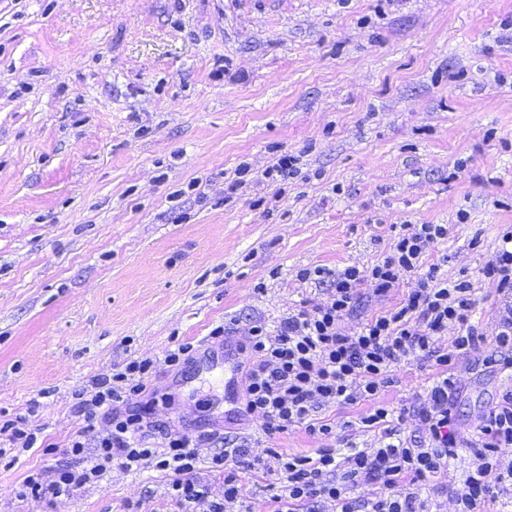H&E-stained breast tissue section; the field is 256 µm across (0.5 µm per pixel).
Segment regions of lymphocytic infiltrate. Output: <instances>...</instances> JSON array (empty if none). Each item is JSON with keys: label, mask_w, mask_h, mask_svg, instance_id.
<instances>
[{"label": "lymphocytic infiltrate", "mask_w": 512, "mask_h": 512, "mask_svg": "<svg viewBox=\"0 0 512 512\" xmlns=\"http://www.w3.org/2000/svg\"><path fill=\"white\" fill-rule=\"evenodd\" d=\"M447 235L443 224H404L373 266H348L338 272L321 266L300 269L301 280H331L328 298L312 308L288 312L275 331L254 323L240 344L241 351L253 357L244 375L241 412L262 416L268 438L295 426L316 439L331 437L338 424L323 418V410L357 405L361 411L356 422L361 431L374 433V447L363 448L350 440L342 448L286 455L243 442L204 460L199 450L208 438L202 434L170 431L161 445H151L145 439L150 410L141 397L143 380L154 363L134 360L111 379L96 382L95 394L80 402L86 431L94 430L98 418L109 419L107 432L97 437L94 448L79 439L70 443V454L88 457V466L60 470L50 483L41 473L27 474L22 496L45 499L77 491L115 463L128 471L152 466L168 473L180 512H197L204 503L208 512H225L245 491L241 466L261 470L273 458L282 474L271 497L274 512H315L318 503L329 504L333 512H434V502L421 491L447 474L458 456L453 413L462 392L455 372L458 362L486 341L491 350L483 366L512 371V226L480 269L482 277L496 282L505 300L488 330L470 321L476 302L471 282L448 280L439 265L422 263ZM413 275L418 286L398 306L367 319L359 331L342 328V320L356 311L363 292L388 296L400 279ZM452 324L459 326L460 335L450 347H439V336ZM421 357L433 360L439 369L426 398L411 407L384 403L381 393L390 384L392 369ZM409 416L420 423L423 439L402 437L399 427ZM469 446L475 461L452 488L459 512H481L486 502L512 500V387L478 418ZM202 460L210 471L223 475V501L210 500L208 486L196 478ZM362 483L379 486V495L354 497V488Z\"/></svg>", "instance_id": "obj_1"}]
</instances>
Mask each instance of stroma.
I'll use <instances>...</instances> for the list:
<instances>
[{
	"label": "stroma",
	"mask_w": 512,
	"mask_h": 512,
	"mask_svg": "<svg viewBox=\"0 0 512 512\" xmlns=\"http://www.w3.org/2000/svg\"><path fill=\"white\" fill-rule=\"evenodd\" d=\"M285 155L295 175L268 177ZM399 224L447 225L423 263L469 276L492 325L504 301L479 269L512 225V0H0V412L53 448L0 469V512H177L153 467L49 502L14 489L83 468L78 399L133 360L157 365L147 395L174 397L152 442H264L223 366L165 355L323 302L298 270L373 265ZM415 285L363 295L343 328ZM486 353L456 369L465 431L512 384ZM436 376L402 365L382 399ZM279 476L274 459L246 473L243 512H272Z\"/></svg>",
	"instance_id": "obj_1"
}]
</instances>
